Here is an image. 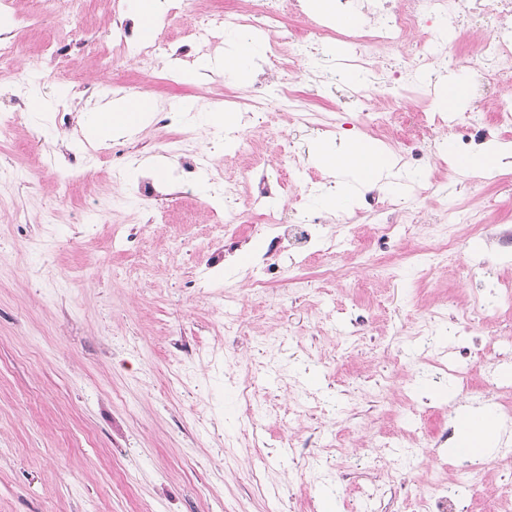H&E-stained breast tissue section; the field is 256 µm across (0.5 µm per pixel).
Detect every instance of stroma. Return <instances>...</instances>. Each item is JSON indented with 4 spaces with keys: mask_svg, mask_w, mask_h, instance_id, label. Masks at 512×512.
Segmentation results:
<instances>
[{
    "mask_svg": "<svg viewBox=\"0 0 512 512\" xmlns=\"http://www.w3.org/2000/svg\"><path fill=\"white\" fill-rule=\"evenodd\" d=\"M130 0H83L78 10L51 0L27 27L12 25L16 75H0V113L17 126L0 149V512H416L424 487L414 445L431 437L434 464L452 462L442 433L459 411H500L512 393H486L472 376L470 393L431 367L453 359L479 368L477 341L497 339L499 365L512 364V320L498 316L484 290L512 280V261L493 253L464 271L449 252L435 268L407 261L435 237L434 219L458 203L497 224L512 209V181L492 184L444 174L426 177L421 195L394 192L399 171L377 182L398 220L395 252L379 267L363 265L374 250L377 216L366 212L367 187L346 208L321 212L317 199L336 176L316 156L318 145L356 137L362 111L396 100L380 87L358 100L337 62L260 57L253 77L206 72L194 84L182 70L223 58L224 35L195 41V27L232 0H168L155 55L113 53ZM191 45L179 54L180 45ZM65 54L59 71L52 51ZM461 46L447 44L439 73L414 109L435 114L434 91L464 77ZM291 87L318 109L334 112L339 129L292 125L263 112L249 138L269 151L295 152L303 182L283 183L276 206L321 214L331 254L286 245L270 262L273 288L252 291L253 260L266 247L263 223L251 215L224 236L225 182L243 181L248 155L226 152L195 126L179 151L170 128L149 121L108 143L86 137V112L107 100L146 95L170 105L213 98L231 88ZM59 94L47 120L27 114L32 93ZM211 165L184 185L177 171L201 153ZM169 163L156 196L137 193V179ZM136 226L128 243L118 227ZM231 255L222 288H202L208 264ZM335 263L345 276L317 279ZM439 316V329L418 328ZM249 384L247 408L237 385ZM264 476L255 483L252 472Z\"/></svg>",
    "mask_w": 512,
    "mask_h": 512,
    "instance_id": "obj_1",
    "label": "stroma"
}]
</instances>
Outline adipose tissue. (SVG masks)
Here are the masks:
<instances>
[{
    "label": "adipose tissue",
    "instance_id": "obj_1",
    "mask_svg": "<svg viewBox=\"0 0 512 512\" xmlns=\"http://www.w3.org/2000/svg\"><path fill=\"white\" fill-rule=\"evenodd\" d=\"M152 110V102L146 96L110 102L90 109L85 125L89 135L100 141L107 140L145 121ZM320 160L340 178L335 192L319 199L320 206L330 213L342 209L357 186L378 181L388 166L387 158L379 150L360 139H349L339 147L321 151Z\"/></svg>",
    "mask_w": 512,
    "mask_h": 512
}]
</instances>
